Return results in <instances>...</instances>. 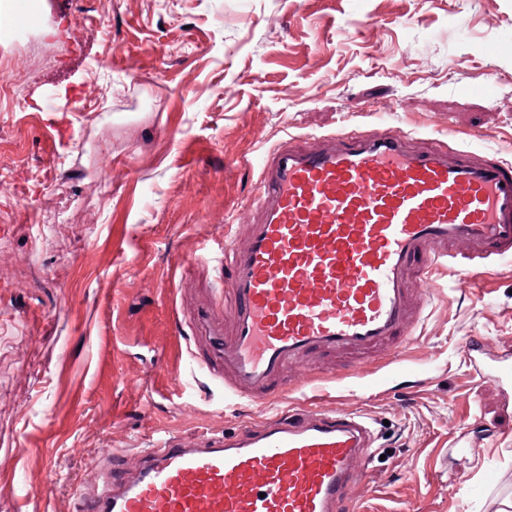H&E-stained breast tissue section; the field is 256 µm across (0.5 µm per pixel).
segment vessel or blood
I'll return each mask as SVG.
<instances>
[{
	"mask_svg": "<svg viewBox=\"0 0 512 512\" xmlns=\"http://www.w3.org/2000/svg\"><path fill=\"white\" fill-rule=\"evenodd\" d=\"M254 219L224 236V278L184 315L195 363L231 396L269 403L290 370L319 356L399 362L445 261L488 272L512 259V163L381 125L286 136L258 163ZM483 377L512 359L465 345ZM368 417L289 404L261 422L162 438L133 477L76 489L79 512H350Z\"/></svg>",
	"mask_w": 512,
	"mask_h": 512,
	"instance_id": "obj_1",
	"label": "vessel or blood"
}]
</instances>
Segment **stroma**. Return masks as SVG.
<instances>
[{
  "label": "stroma",
  "instance_id": "obj_1",
  "mask_svg": "<svg viewBox=\"0 0 512 512\" xmlns=\"http://www.w3.org/2000/svg\"><path fill=\"white\" fill-rule=\"evenodd\" d=\"M26 4L0 7V512H76L104 465L131 476L165 435L273 413L226 395L175 318L217 287L202 253L251 223V161L281 138L452 129L512 161V0ZM423 289L383 386L295 373L374 424L353 512H501L512 385L464 345L512 357V261ZM465 351L484 378L511 382L512 364L508 357H486L481 351V342L475 337L470 338L465 344Z\"/></svg>",
  "mask_w": 512,
  "mask_h": 512
}]
</instances>
